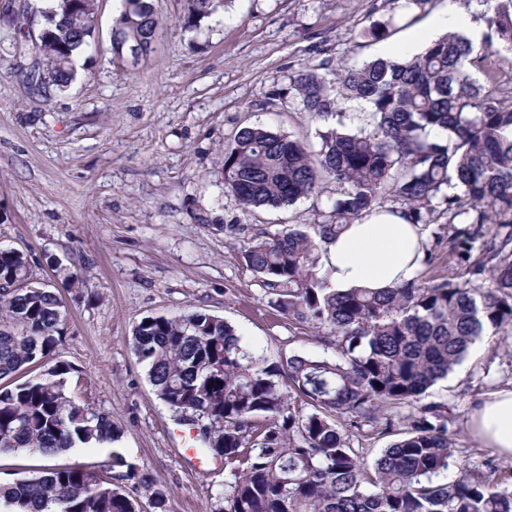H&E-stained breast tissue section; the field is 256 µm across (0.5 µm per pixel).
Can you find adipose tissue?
I'll return each instance as SVG.
<instances>
[{"mask_svg":"<svg viewBox=\"0 0 512 512\" xmlns=\"http://www.w3.org/2000/svg\"><path fill=\"white\" fill-rule=\"evenodd\" d=\"M422 225L399 210L357 220L321 252L320 267L333 288L383 290L414 278L426 253ZM471 432L486 447L512 458V387L499 389L470 420Z\"/></svg>","mask_w":512,"mask_h":512,"instance_id":"ef3b65f1","label":"adipose tissue"}]
</instances>
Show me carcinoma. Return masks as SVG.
<instances>
[{"mask_svg":"<svg viewBox=\"0 0 512 512\" xmlns=\"http://www.w3.org/2000/svg\"><path fill=\"white\" fill-rule=\"evenodd\" d=\"M95 3L52 0L44 10L37 50L58 89L89 46ZM479 3L478 41L449 31L412 56L298 71L301 110L336 119L318 131L317 151L259 126L224 150V189L247 210L336 184L320 223L284 224L240 249L268 305L334 357L271 360L223 318L197 311L135 326L132 348L159 399L199 430L202 447L224 454V512H512V486L493 458L442 478L457 466L448 415L442 403H421L486 325L512 331V88L497 81L501 52H512V0ZM218 6L187 0L183 26L197 28ZM160 28L152 0H122L113 41L126 55L149 50ZM349 102L369 109L354 133L343 122ZM387 202L413 224L447 225L424 264L444 246L448 275L380 293L332 288L318 270L324 245ZM30 278L27 255L0 246V454L112 448L123 432L70 385V364L16 380L60 341L62 301ZM385 437L368 463L363 443ZM139 485L150 486L149 474L116 451L102 475L40 464L0 481V512H141L126 492Z\"/></svg>","mask_w":512,"mask_h":512,"instance_id":"carcinoma-1","label":"carcinoma"}]
</instances>
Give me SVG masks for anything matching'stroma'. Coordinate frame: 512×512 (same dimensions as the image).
Returning <instances> with one entry per match:
<instances>
[{"label":"stroma","instance_id":"35a3bbf8","mask_svg":"<svg viewBox=\"0 0 512 512\" xmlns=\"http://www.w3.org/2000/svg\"><path fill=\"white\" fill-rule=\"evenodd\" d=\"M480 20L477 0H229L199 29L182 26L185 0H154L163 25L137 62L113 51L121 0H97L91 47L63 90L28 80L44 69L37 52L44 0H0V245L26 254L34 281L63 302L52 361L108 412L125 458L150 475L128 494L152 490L167 512H220L223 460L184 456L186 431L149 382L132 349L147 316L202 311L234 325L270 359L324 356L308 331L268 306L262 282L239 260L246 235L315 224L324 196L277 209L244 210L224 189V148L244 127L264 126L317 150L319 124L291 88L303 67L323 74L415 53L408 36L445 6ZM388 34L368 36L371 25ZM512 385V333L487 330L465 360L435 385L448 407L455 458L475 465L491 450L471 433L475 405Z\"/></svg>","mask_w":512,"mask_h":512}]
</instances>
